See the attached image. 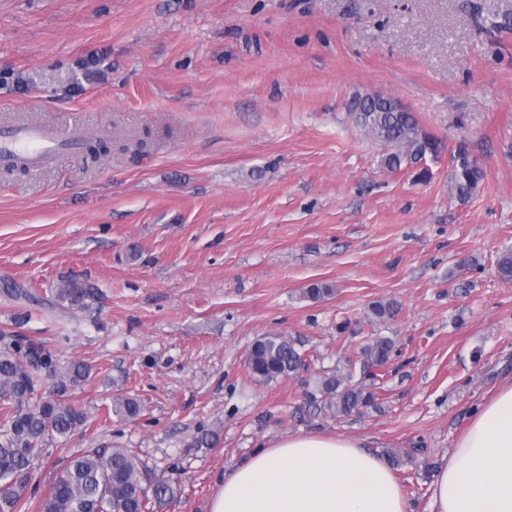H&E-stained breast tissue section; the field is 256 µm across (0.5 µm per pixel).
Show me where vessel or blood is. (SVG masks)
Returning a JSON list of instances; mask_svg holds the SVG:
<instances>
[{
  "instance_id": "b4317fda",
  "label": "vessel or blood",
  "mask_w": 512,
  "mask_h": 512,
  "mask_svg": "<svg viewBox=\"0 0 512 512\" xmlns=\"http://www.w3.org/2000/svg\"><path fill=\"white\" fill-rule=\"evenodd\" d=\"M87 133L80 125H0V169L23 168L36 173L81 151Z\"/></svg>"
}]
</instances>
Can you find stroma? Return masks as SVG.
<instances>
[{
  "label": "stroma",
  "instance_id": "stroma-1",
  "mask_svg": "<svg viewBox=\"0 0 512 512\" xmlns=\"http://www.w3.org/2000/svg\"><path fill=\"white\" fill-rule=\"evenodd\" d=\"M504 0H0V122L82 124L83 155L0 171V329L91 377L82 432L34 463L37 497L84 448H127L182 480L167 512H210L225 475L291 434L396 453L411 512L475 411L512 381V30ZM96 58V66L81 63ZM399 99L447 151L382 167L347 110ZM484 170L467 200L449 155ZM98 290L73 306L62 281ZM333 286L313 301L304 288ZM26 297L14 298L10 289ZM399 312L376 320L371 307ZM295 340L269 383L246 354ZM395 341L375 406L336 415L317 379ZM138 400L132 419L112 400ZM218 433L212 448L194 436ZM249 372L258 381L288 377L303 366L302 355L287 336L272 333L259 337L247 355Z\"/></svg>",
  "mask_w": 512,
  "mask_h": 512
}]
</instances>
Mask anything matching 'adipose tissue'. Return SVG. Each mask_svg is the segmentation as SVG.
<instances>
[{
	"label": "adipose tissue",
	"instance_id": "1",
	"mask_svg": "<svg viewBox=\"0 0 512 512\" xmlns=\"http://www.w3.org/2000/svg\"><path fill=\"white\" fill-rule=\"evenodd\" d=\"M435 512H512V384L483 406L432 483ZM210 512H410L391 469L358 440L296 434L226 475Z\"/></svg>",
	"mask_w": 512,
	"mask_h": 512
}]
</instances>
